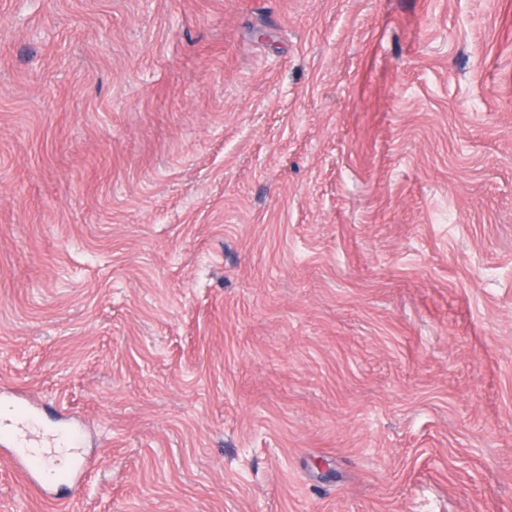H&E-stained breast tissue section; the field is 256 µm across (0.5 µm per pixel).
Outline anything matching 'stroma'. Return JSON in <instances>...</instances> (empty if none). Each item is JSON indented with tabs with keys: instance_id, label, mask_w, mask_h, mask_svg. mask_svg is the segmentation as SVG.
I'll return each mask as SVG.
<instances>
[{
	"instance_id": "35a3bbf8",
	"label": "stroma",
	"mask_w": 512,
	"mask_h": 512,
	"mask_svg": "<svg viewBox=\"0 0 512 512\" xmlns=\"http://www.w3.org/2000/svg\"><path fill=\"white\" fill-rule=\"evenodd\" d=\"M12 388L0 512H512V0H0ZM56 453V450L47 451L43 448L19 451L17 453V459L20 462L22 474L28 476L33 473L42 472L56 465Z\"/></svg>"
}]
</instances>
